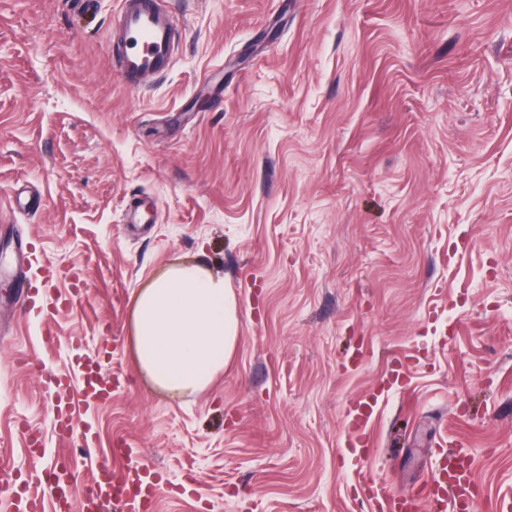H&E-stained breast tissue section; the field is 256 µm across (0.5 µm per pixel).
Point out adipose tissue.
<instances>
[{"instance_id": "adipose-tissue-1", "label": "adipose tissue", "mask_w": 512, "mask_h": 512, "mask_svg": "<svg viewBox=\"0 0 512 512\" xmlns=\"http://www.w3.org/2000/svg\"><path fill=\"white\" fill-rule=\"evenodd\" d=\"M238 306L223 277L202 265L168 267L134 298L138 368L167 392L184 395L207 389L235 352Z\"/></svg>"}]
</instances>
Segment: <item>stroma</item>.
I'll return each mask as SVG.
<instances>
[{"instance_id":"1","label":"stroma","mask_w":512,"mask_h":512,"mask_svg":"<svg viewBox=\"0 0 512 512\" xmlns=\"http://www.w3.org/2000/svg\"><path fill=\"white\" fill-rule=\"evenodd\" d=\"M167 6L175 64L131 88L119 0H0V476L39 493L117 443L159 472L152 512H372L366 480L415 498L461 447L470 512H512V0ZM181 261L233 288L239 338L173 396L131 306ZM78 355L112 376L73 421L92 453L45 384ZM378 405V398L370 397L367 400H359L348 409L347 419L351 425V430L355 434L356 442L351 443L353 448H364L366 427Z\"/></svg>"}]
</instances>
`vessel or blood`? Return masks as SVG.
<instances>
[{
	"label": "vessel or blood",
	"instance_id": "vessel-or-blood-1",
	"mask_svg": "<svg viewBox=\"0 0 512 512\" xmlns=\"http://www.w3.org/2000/svg\"><path fill=\"white\" fill-rule=\"evenodd\" d=\"M115 27L116 73L125 85L139 87L142 79L165 74L172 68L178 29L160 0H119ZM108 380V375L92 359L78 361L76 377L46 376L48 389L57 395L54 414L62 437L75 436L82 447H93L95 434L91 427L74 429L73 418L80 406L111 399ZM377 404V398L372 397L356 401L349 408L347 419L357 441H364ZM123 454L127 462L122 472L112 471L103 462L82 482L77 481L67 458H58L45 476L46 497L54 500L57 512H69L74 501L79 504V512H147L159 476L132 449H124ZM474 488L470 461L451 454L432 476L427 494L438 503L449 504L452 512H467ZM43 499L26 488L12 492L8 504L12 512H43Z\"/></svg>",
	"mask_w": 512,
	"mask_h": 512
}]
</instances>
